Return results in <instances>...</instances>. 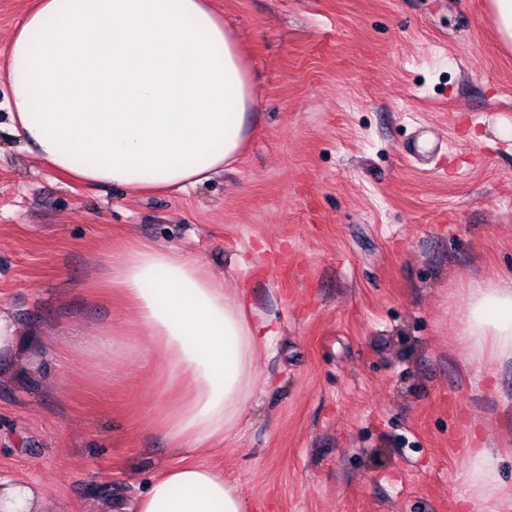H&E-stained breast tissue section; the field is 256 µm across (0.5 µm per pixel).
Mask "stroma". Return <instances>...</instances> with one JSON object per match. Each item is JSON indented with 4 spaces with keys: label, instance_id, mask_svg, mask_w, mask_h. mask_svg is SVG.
<instances>
[{
    "label": "stroma",
    "instance_id": "1",
    "mask_svg": "<svg viewBox=\"0 0 512 512\" xmlns=\"http://www.w3.org/2000/svg\"><path fill=\"white\" fill-rule=\"evenodd\" d=\"M256 97L234 169L133 194L46 169L9 133L0 69V479L42 512H127L182 461L261 512H489L467 448L512 494V360L478 371L460 289L512 276V50L487 0H212ZM173 247L274 335L211 453L171 444L179 400L120 299L110 253ZM122 329L118 367L95 349Z\"/></svg>",
    "mask_w": 512,
    "mask_h": 512
}]
</instances>
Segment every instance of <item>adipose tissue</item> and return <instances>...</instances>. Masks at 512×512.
I'll list each match as a JSON object with an SVG mask.
<instances>
[{"instance_id":"adipose-tissue-1","label":"adipose tissue","mask_w":512,"mask_h":512,"mask_svg":"<svg viewBox=\"0 0 512 512\" xmlns=\"http://www.w3.org/2000/svg\"><path fill=\"white\" fill-rule=\"evenodd\" d=\"M11 128L49 169L133 193L184 191L233 166L255 105L238 37L211 0H37L11 37ZM105 288L132 305L180 402L171 443H222L250 397L265 335L197 260L142 245L109 258ZM459 339L483 367L512 360V277L467 294ZM470 485L512 512L488 449H469ZM222 471L187 463L154 476L134 512H246Z\"/></svg>"}]
</instances>
